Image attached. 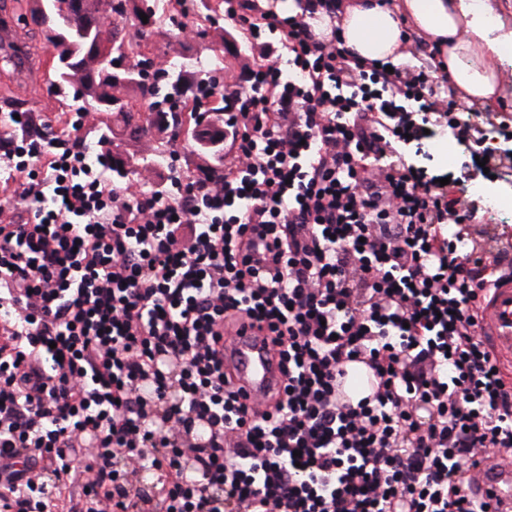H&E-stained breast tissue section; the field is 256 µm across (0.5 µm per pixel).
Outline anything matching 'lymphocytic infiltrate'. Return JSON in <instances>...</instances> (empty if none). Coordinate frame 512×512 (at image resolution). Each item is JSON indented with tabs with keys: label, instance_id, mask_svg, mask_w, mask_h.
I'll return each mask as SVG.
<instances>
[{
	"label": "lymphocytic infiltrate",
	"instance_id": "obj_1",
	"mask_svg": "<svg viewBox=\"0 0 512 512\" xmlns=\"http://www.w3.org/2000/svg\"><path fill=\"white\" fill-rule=\"evenodd\" d=\"M338 0H224L259 63L224 98V173L134 193L75 122L0 141V512H492L512 383L480 337L512 247L395 144L432 129L436 66L363 63L311 21ZM267 328L283 377L241 402L224 344ZM376 388L343 402L351 362Z\"/></svg>",
	"mask_w": 512,
	"mask_h": 512
}]
</instances>
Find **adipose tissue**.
<instances>
[{
  "mask_svg": "<svg viewBox=\"0 0 512 512\" xmlns=\"http://www.w3.org/2000/svg\"><path fill=\"white\" fill-rule=\"evenodd\" d=\"M341 38L356 56L400 59L406 29L437 47L438 59L466 103L495 106L504 91L500 64L512 46V30L500 0H342Z\"/></svg>",
  "mask_w": 512,
  "mask_h": 512,
  "instance_id": "obj_1",
  "label": "adipose tissue"
}]
</instances>
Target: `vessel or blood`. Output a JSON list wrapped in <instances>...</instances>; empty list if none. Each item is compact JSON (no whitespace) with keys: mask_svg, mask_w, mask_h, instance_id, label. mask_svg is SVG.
Returning a JSON list of instances; mask_svg holds the SVG:
<instances>
[{"mask_svg":"<svg viewBox=\"0 0 512 512\" xmlns=\"http://www.w3.org/2000/svg\"><path fill=\"white\" fill-rule=\"evenodd\" d=\"M481 335L500 358L512 382V278L497 282L487 292L480 308ZM224 361L238 376L244 402L256 404L264 401L267 393L277 385L274 366L263 350L262 337L244 334L226 345ZM375 385L371 372L364 367L346 369L339 380L338 391L347 401L370 393ZM481 489L491 490L504 504L512 507V458L491 459L480 468Z\"/></svg>","mask_w":512,"mask_h":512,"instance_id":"1","label":"vessel or blood"}]
</instances>
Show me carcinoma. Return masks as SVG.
Returning a JSON list of instances; mask_svg holds the SVG:
<instances>
[{"label": "carcinoma", "mask_w": 512, "mask_h": 512, "mask_svg": "<svg viewBox=\"0 0 512 512\" xmlns=\"http://www.w3.org/2000/svg\"><path fill=\"white\" fill-rule=\"evenodd\" d=\"M194 16L213 22V16L224 10L223 0H192ZM147 16L142 21L140 14ZM160 4L148 0H36L32 21L44 33L47 42L56 47L52 80L60 92L75 89L73 99L83 107L105 115L99 128L98 143L112 150L119 163L112 170L121 178L136 174L135 166L149 162L155 175L165 164L166 141H174L182 131H200V137L224 130V102L213 101L212 117L204 122L194 119L187 127L183 122L163 124L156 113L145 118L141 108L131 103L130 96L148 103L165 87L167 100H180L184 105L205 94L198 74L184 68L167 72L163 80L149 76L154 59L151 37L158 27ZM154 142L148 155L127 150L130 142ZM206 169L224 172V161L211 150L193 144Z\"/></svg>", "instance_id": "1"}]
</instances>
